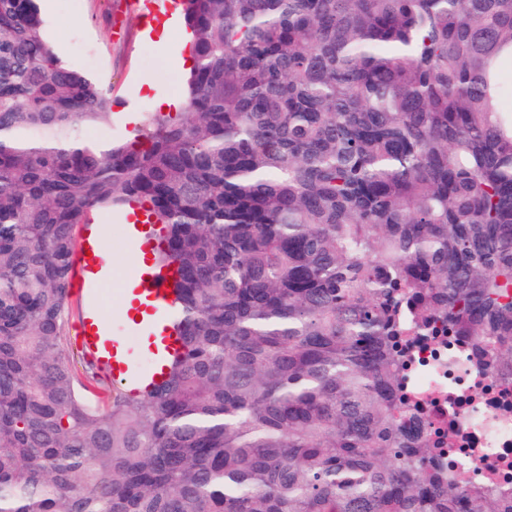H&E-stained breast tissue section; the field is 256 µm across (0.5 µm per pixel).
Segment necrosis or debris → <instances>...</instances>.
I'll return each mask as SVG.
<instances>
[{
  "label": "necrosis or debris",
  "instance_id": "1",
  "mask_svg": "<svg viewBox=\"0 0 512 512\" xmlns=\"http://www.w3.org/2000/svg\"><path fill=\"white\" fill-rule=\"evenodd\" d=\"M402 386L440 453L444 470L460 481L512 491V380L489 371L469 337L441 332L408 336Z\"/></svg>",
  "mask_w": 512,
  "mask_h": 512
}]
</instances>
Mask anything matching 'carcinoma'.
Listing matches in <instances>:
<instances>
[{"label":"carcinoma","instance_id":"obj_1","mask_svg":"<svg viewBox=\"0 0 512 512\" xmlns=\"http://www.w3.org/2000/svg\"><path fill=\"white\" fill-rule=\"evenodd\" d=\"M186 111L133 138L0 0V512H512L401 397L439 323L512 375V0H183ZM164 229L181 347L131 397L65 349L75 231Z\"/></svg>","mask_w":512,"mask_h":512}]
</instances>
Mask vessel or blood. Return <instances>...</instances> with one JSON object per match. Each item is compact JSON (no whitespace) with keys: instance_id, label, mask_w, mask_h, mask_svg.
<instances>
[{"instance_id":"1","label":"vessel or blood","mask_w":512,"mask_h":512,"mask_svg":"<svg viewBox=\"0 0 512 512\" xmlns=\"http://www.w3.org/2000/svg\"><path fill=\"white\" fill-rule=\"evenodd\" d=\"M128 232L142 254L125 291L130 303L123 334H116L100 314V287L97 279L86 275L88 258L85 247H78L73 269V283L82 296L86 317L81 342L89 357L95 358L102 371L111 374L126 392L138 397L161 382L165 367L180 347V340L171 324L175 296L171 279L174 271L156 266L153 251L157 238L143 214L132 215ZM135 332L144 340L146 356L134 360L126 342L127 333Z\"/></svg>"}]
</instances>
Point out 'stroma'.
<instances>
[{"label":"stroma","mask_w":512,"mask_h":512,"mask_svg":"<svg viewBox=\"0 0 512 512\" xmlns=\"http://www.w3.org/2000/svg\"><path fill=\"white\" fill-rule=\"evenodd\" d=\"M38 6L44 34L58 56L110 90L115 103L113 126L120 134H127L144 113L156 109L152 97L138 93L142 81L152 82L159 94L184 97L185 30L174 32L163 50L145 37L149 24L168 17L166 8L143 13L124 6L123 0H38ZM94 219L107 243L104 260L112 274L103 288L100 310L116 324L124 320L123 288L134 270L137 247L128 238L123 212L101 211Z\"/></svg>","instance_id":"stroma-1"}]
</instances>
